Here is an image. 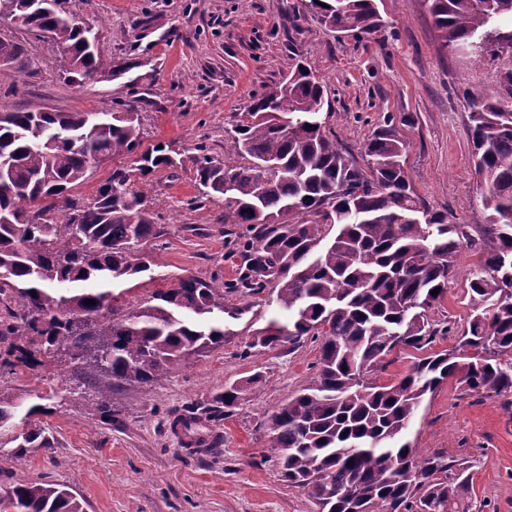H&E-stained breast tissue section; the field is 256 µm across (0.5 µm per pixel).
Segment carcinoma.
Returning a JSON list of instances; mask_svg holds the SVG:
<instances>
[{"label":"carcinoma","instance_id":"obj_1","mask_svg":"<svg viewBox=\"0 0 512 512\" xmlns=\"http://www.w3.org/2000/svg\"><path fill=\"white\" fill-rule=\"evenodd\" d=\"M445 47L494 35L512 46V0H426ZM9 5L17 28L49 34L65 79H92L99 52L64 7ZM308 10L341 34L374 39L384 27L377 0H309ZM476 171L487 192L483 250L470 288L479 297L452 350L430 351L448 332L427 312L445 295L454 259L474 242L461 224L427 207L414 187L407 142L390 117L364 146L365 166L343 153L320 114L327 88L303 62L255 99L236 127L238 161L206 146L193 157L200 198H224V223L242 225L246 259L237 284L276 282L285 321L271 320L248 350L321 338L317 371L270 417L283 480L309 490L321 512H469L471 476L436 454L417 458L402 441L424 397L446 379L474 392H512V92L464 91ZM139 113L0 111V373L67 359L77 386L94 390L112 416L123 385L151 387L193 355L224 344V280L188 277L154 303L115 317V285L151 270L148 244L161 219L112 172L92 202L65 197L106 158L134 154L145 176L173 167L161 144L144 151ZM274 161L269 176L262 163ZM334 224V239L326 227ZM439 289L435 296L431 291ZM95 304L89 305L87 301ZM423 352L398 381L379 382L396 350ZM18 405L0 397V453L50 447L37 426L13 431ZM0 512H84L72 492L21 481L0 495Z\"/></svg>","mask_w":512,"mask_h":512}]
</instances>
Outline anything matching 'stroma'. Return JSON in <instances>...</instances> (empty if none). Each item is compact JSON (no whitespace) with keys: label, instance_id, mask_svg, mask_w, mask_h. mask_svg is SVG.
<instances>
[{"label":"stroma","instance_id":"1","mask_svg":"<svg viewBox=\"0 0 512 512\" xmlns=\"http://www.w3.org/2000/svg\"><path fill=\"white\" fill-rule=\"evenodd\" d=\"M308 0H67L66 7L98 34L102 76L70 85L59 51L42 37L0 24V39L17 43L22 64L0 65V107L61 112L140 114L144 146L168 145L176 166L136 176L134 190L159 204L163 234L158 267L116 289L117 314L146 304L178 277L217 276L226 283L221 347L193 356L151 388L114 389L113 418L100 413L92 390L66 392L68 368L0 375V397L22 406L50 399L36 416L51 445L25 458L0 457V492L22 479L66 486L84 512H318L306 490L284 482L270 449L269 418L309 383L320 344L305 339L262 354L247 345L275 313L276 284L262 292L237 287L245 259L234 241L239 225L224 221V202L193 206L198 189L196 148L235 155L233 129L254 97L304 60L328 86V131L347 155L362 161L366 141L387 117L401 121L417 193L431 210L466 225L473 246L458 254L440 303L428 313L447 327L433 348L454 347L476 302L469 284L489 245L486 188L476 173L467 127V88L512 85V47L477 62L444 47L426 0H381L386 23L375 40L329 30L307 10ZM126 66L117 79L114 66ZM245 391L232 408L217 397ZM203 413L214 441L182 448L171 424L187 411ZM418 456L462 461L472 477L469 512H512V392L485 395L448 379L424 398L406 436Z\"/></svg>","mask_w":512,"mask_h":512}]
</instances>
